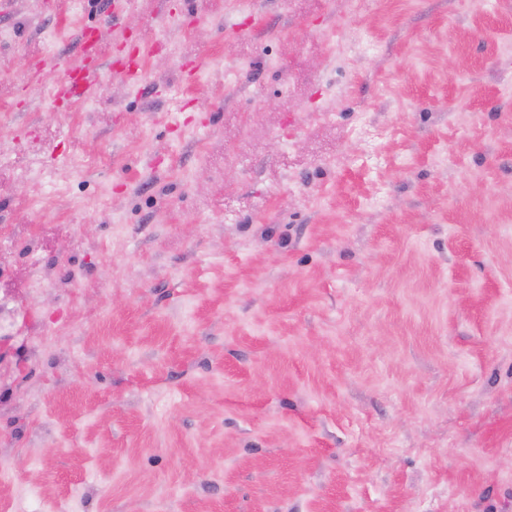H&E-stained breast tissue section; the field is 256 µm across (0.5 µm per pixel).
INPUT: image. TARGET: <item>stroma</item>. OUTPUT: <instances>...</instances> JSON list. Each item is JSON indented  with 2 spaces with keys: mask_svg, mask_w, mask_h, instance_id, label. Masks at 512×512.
Returning a JSON list of instances; mask_svg holds the SVG:
<instances>
[{
  "mask_svg": "<svg viewBox=\"0 0 512 512\" xmlns=\"http://www.w3.org/2000/svg\"><path fill=\"white\" fill-rule=\"evenodd\" d=\"M116 9H0V512H512V0ZM137 51L134 50L129 54L126 60H117L112 66V73L114 76L120 77L122 80L131 82L137 85L145 84L144 73L140 65L135 61Z\"/></svg>",
  "mask_w": 512,
  "mask_h": 512,
  "instance_id": "35a3bbf8",
  "label": "stroma"
}]
</instances>
